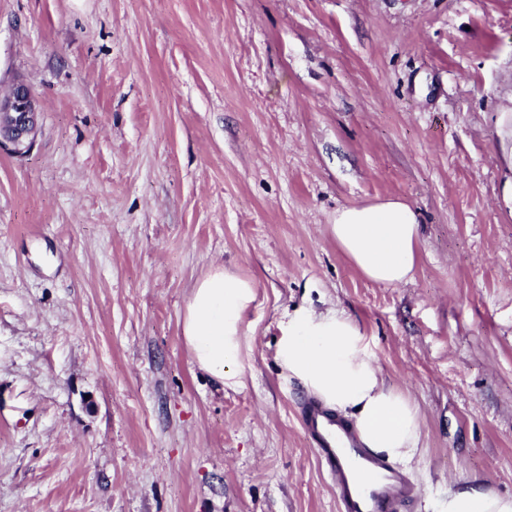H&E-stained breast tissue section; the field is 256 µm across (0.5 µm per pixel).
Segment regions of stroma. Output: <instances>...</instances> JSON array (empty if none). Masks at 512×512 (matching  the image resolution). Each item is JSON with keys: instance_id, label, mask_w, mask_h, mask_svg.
<instances>
[{"instance_id": "obj_1", "label": "stroma", "mask_w": 512, "mask_h": 512, "mask_svg": "<svg viewBox=\"0 0 512 512\" xmlns=\"http://www.w3.org/2000/svg\"><path fill=\"white\" fill-rule=\"evenodd\" d=\"M0 512H337L281 376L280 324L351 317L417 406L430 512L512 494V0H0ZM420 223L368 280L338 209ZM250 281L242 388L192 363L191 289ZM39 99L31 86L14 81L0 94V148L24 156L33 148L38 133ZM336 245L371 281L395 286L412 279L419 260L420 224L405 201L388 199L337 210ZM436 509V508H435ZM433 512H512V495H500L475 477L466 485L448 491L443 509Z\"/></svg>"}]
</instances>
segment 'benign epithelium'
Wrapping results in <instances>:
<instances>
[{"mask_svg": "<svg viewBox=\"0 0 512 512\" xmlns=\"http://www.w3.org/2000/svg\"><path fill=\"white\" fill-rule=\"evenodd\" d=\"M39 99L31 86L15 81L0 94V148L24 156L33 148L38 133Z\"/></svg>", "mask_w": 512, "mask_h": 512, "instance_id": "obj_1", "label": "benign epithelium"}]
</instances>
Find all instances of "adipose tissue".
<instances>
[{
    "label": "adipose tissue",
    "instance_id": "obj_1",
    "mask_svg": "<svg viewBox=\"0 0 512 512\" xmlns=\"http://www.w3.org/2000/svg\"><path fill=\"white\" fill-rule=\"evenodd\" d=\"M331 232L369 280L395 286L412 279L420 224L408 203L388 199L337 210ZM255 300L250 281L220 267L191 291L183 339L195 367L220 385L240 383L249 329L245 316ZM280 329L276 358L283 376L299 380L314 399L349 418L365 448L409 466L422 434L419 411L404 394L385 385L360 326L333 311L303 309L281 322ZM442 512H512V495H501L476 477L449 491Z\"/></svg>",
    "mask_w": 512,
    "mask_h": 512
}]
</instances>
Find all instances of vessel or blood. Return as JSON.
I'll return each mask as SVG.
<instances>
[{"label":"vessel or blood","instance_id":"b4317fda","mask_svg":"<svg viewBox=\"0 0 512 512\" xmlns=\"http://www.w3.org/2000/svg\"><path fill=\"white\" fill-rule=\"evenodd\" d=\"M298 419L336 486L337 512H410L418 497L416 484L364 448L335 412L308 401L301 406Z\"/></svg>","mask_w":512,"mask_h":512}]
</instances>
